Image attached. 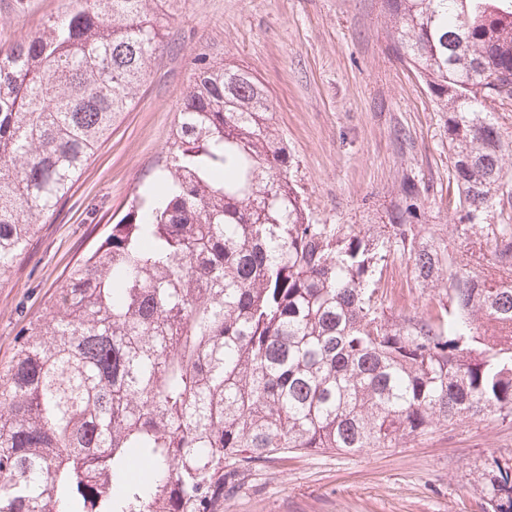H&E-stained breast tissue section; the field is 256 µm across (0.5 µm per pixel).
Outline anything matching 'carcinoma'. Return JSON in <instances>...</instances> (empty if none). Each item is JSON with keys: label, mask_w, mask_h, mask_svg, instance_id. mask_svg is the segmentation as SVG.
<instances>
[{"label": "carcinoma", "mask_w": 512, "mask_h": 512, "mask_svg": "<svg viewBox=\"0 0 512 512\" xmlns=\"http://www.w3.org/2000/svg\"><path fill=\"white\" fill-rule=\"evenodd\" d=\"M166 0H82L0 48V283L138 98ZM395 50L448 118L458 205L509 193L492 105L512 102V0H381ZM248 70L200 61L169 162L0 370V512H224L229 464L356 454L512 414V224L490 270L403 215L389 231L450 307L391 324L385 231L316 224ZM478 481L512 512V463Z\"/></svg>", "instance_id": "1"}]
</instances>
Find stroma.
<instances>
[{"mask_svg": "<svg viewBox=\"0 0 512 512\" xmlns=\"http://www.w3.org/2000/svg\"><path fill=\"white\" fill-rule=\"evenodd\" d=\"M76 0H0V46L33 36ZM248 69L265 87L272 126L288 142L289 179L319 224H386L414 184L419 237L454 267L486 264L492 224L512 199L469 226L455 208L445 113L396 55L380 0H172L167 34L134 107L0 284V364L19 327L38 318L72 268L108 234L138 188L165 165L200 60ZM393 323L437 313L444 288L420 285L390 240L375 273ZM512 457V417L448 423L348 455L292 450L237 466L224 512H488L476 470Z\"/></svg>", "mask_w": 512, "mask_h": 512, "instance_id": "stroma-1", "label": "stroma"}]
</instances>
